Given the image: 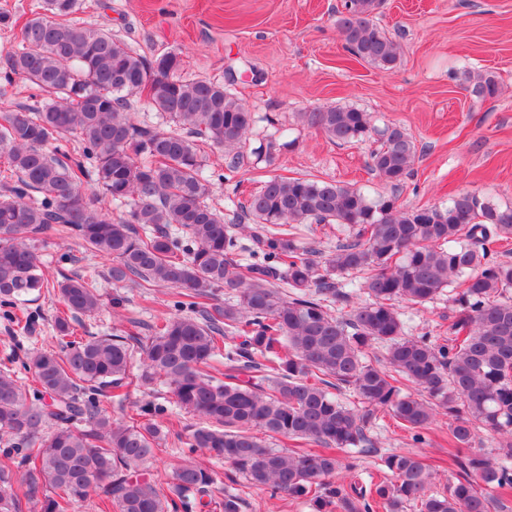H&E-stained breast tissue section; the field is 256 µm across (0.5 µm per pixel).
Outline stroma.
<instances>
[{"mask_svg": "<svg viewBox=\"0 0 512 512\" xmlns=\"http://www.w3.org/2000/svg\"><path fill=\"white\" fill-rule=\"evenodd\" d=\"M342 0H83L77 20L112 31L137 53L155 59L177 53L185 77L206 78L226 89L253 112L247 154L237 183L215 182L226 223L237 205L273 176L335 181L370 196L396 195L400 205H444L458 191L475 189L502 206H512V0H381L374 20L400 45L396 66L381 70L351 59L336 26ZM493 76L497 97L475 99L470 82ZM321 107L357 108L371 113L376 126L394 124L414 141L411 174L392 190L369 167L373 141L338 145L308 126L302 113ZM272 141L279 148L272 162L256 160L253 148ZM49 280L73 275L91 279L102 306L94 316L78 317L76 337L109 333H152L173 315L175 291L142 282L114 286L111 260L82 244L47 236L40 249ZM31 307L40 314L36 331H18L0 312V364L12 365L23 382L25 354L56 345L54 318L60 308L55 292H43ZM408 335L446 336L452 305L440 296L425 306L400 304ZM153 402L171 417L180 414L166 386L131 387L123 401L109 405L116 418ZM376 451L356 456L344 482L380 481V457L389 452L417 453L438 472L437 490L454 481L457 469L448 448V422L439 419L425 443L413 440L390 415H380L367 432ZM242 512H311L307 503L238 483Z\"/></svg>", "mask_w": 512, "mask_h": 512, "instance_id": "obj_1", "label": "stroma"}]
</instances>
